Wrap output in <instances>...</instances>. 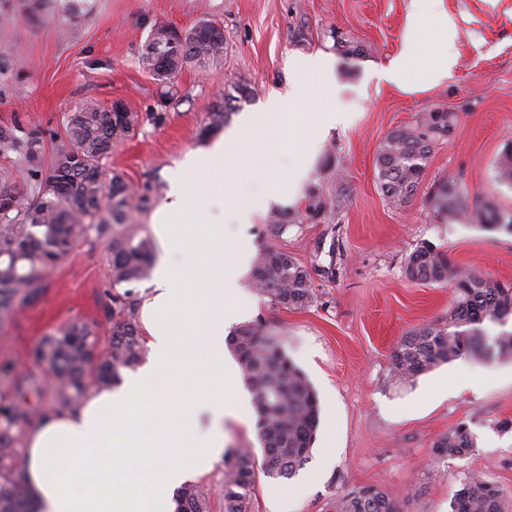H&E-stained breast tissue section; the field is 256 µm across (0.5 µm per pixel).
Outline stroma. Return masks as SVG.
Returning <instances> with one entry per match:
<instances>
[{
    "label": "stroma",
    "mask_w": 512,
    "mask_h": 512,
    "mask_svg": "<svg viewBox=\"0 0 512 512\" xmlns=\"http://www.w3.org/2000/svg\"><path fill=\"white\" fill-rule=\"evenodd\" d=\"M9 3L14 20L0 29V48L19 50L22 66L0 79V124L60 132L66 113L89 97L164 114V123L144 121L107 161L149 195L148 210L134 216L143 225L164 200L168 172L213 141L205 127L225 89L239 83L252 91L232 114L233 128L241 113L287 88L289 58L333 56L336 88L312 85L303 100L307 112L338 104L355 114L331 132L313 165L307 189L326 206L307 218L304 203L292 205L301 219L277 237L264 210L248 229L254 249H285L307 267L314 298L284 309L250 287L241 317L264 322L317 392L320 427L304 468L315 479L258 476L252 512H328L336 496L361 486L384 490L406 512H450L453 490L471 474L495 482L512 503V356H461L405 383L393 380L390 361L403 337L444 320L455 301L453 284L406 278L416 245L430 243L461 270L512 284V233L477 214L487 201L512 213V187L495 178L512 147V0H444L458 30V63L447 81L415 92L369 78L401 49L412 0H93L75 39L63 36V15L34 17L21 0ZM202 19L224 30L220 59L185 65L167 84L140 68L154 26L187 30ZM434 108L456 113L455 125L433 147L412 200L389 203L376 178L377 150L391 131ZM448 178L468 192L465 218L441 217L433 206ZM110 258L106 241L78 243L37 301L0 323V363L45 378L32 349L74 321L92 325L107 349ZM224 399L245 403L240 418L224 423L225 447L258 448L253 398L240 372ZM460 422L474 433L475 451L437 458L434 442Z\"/></svg>",
    "instance_id": "35a3bbf8"
}]
</instances>
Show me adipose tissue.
Listing matches in <instances>:
<instances>
[{
  "label": "adipose tissue",
  "mask_w": 512,
  "mask_h": 512,
  "mask_svg": "<svg viewBox=\"0 0 512 512\" xmlns=\"http://www.w3.org/2000/svg\"><path fill=\"white\" fill-rule=\"evenodd\" d=\"M405 46L373 70L377 81L416 91L436 86L457 60L455 25L443 0H413ZM437 32V55L419 83L406 82L414 49ZM288 89L273 93L262 115L244 113L210 148L191 152L187 174L170 176V188L151 219L159 249L139 310L147 358L116 387L91 389L75 408L51 413L25 435L23 480L32 512H175L177 488L210 471L224 452V417L230 372L224 361L226 329L240 317L238 297L250 247L227 240L228 224L253 223L258 208L293 203L310 179L321 143L349 113L330 107L300 112L308 81L336 83L325 54L291 63ZM285 133L298 154L283 164L277 145ZM249 174L266 179L261 207L239 201L235 188ZM224 206L221 221L197 223L209 204Z\"/></svg>",
  "instance_id": "1"
}]
</instances>
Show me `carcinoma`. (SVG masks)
Here are the masks:
<instances>
[{
	"label": "carcinoma",
	"mask_w": 512,
	"mask_h": 512,
	"mask_svg": "<svg viewBox=\"0 0 512 512\" xmlns=\"http://www.w3.org/2000/svg\"><path fill=\"white\" fill-rule=\"evenodd\" d=\"M166 27L156 26L141 48L139 66L154 80L168 83L187 63L204 65L224 55L222 28L202 20L175 43H159ZM17 51H0V76L20 65ZM209 115L206 131L221 129L235 103L250 97L237 84ZM456 115L443 109L421 113L415 125L391 131L379 146L375 168L383 195L394 203L410 200L436 141L448 136ZM142 113L127 107L111 112L93 99L83 100L65 119L64 133L47 134L38 127L0 125V322L16 308L36 301L46 272L60 265L84 240L107 239L112 246V286L150 277L155 241L139 224L129 223L146 197L137 194L118 172L107 173L112 147L133 136ZM496 180L512 186V149L499 158ZM435 207L451 217L466 216L467 195L456 182L442 183ZM295 217L276 213L267 228L278 235ZM406 276L415 281H449L456 298L448 319L422 326L404 337L390 354L392 373L407 382L460 355L484 359L512 355V334L493 338L486 322L503 325L512 316V286L477 271L462 272L448 255L424 243L406 258ZM253 284L261 296L285 309L312 300L310 274L288 251L266 247L255 260ZM136 299L127 290L112 294V341L96 356V331L74 322L42 340L32 351L35 363L54 377L49 392L35 379L14 380V393L0 395V512H31L20 480L24 459L18 451L24 428L33 417L46 416L44 398L68 409L93 387L117 384L122 371L137 366L145 354L133 316ZM252 393L258 416L262 460L251 448L224 453V512H251L256 471L269 478L292 479L309 462L320 422L318 397L308 378L288 359L260 321L237 326L227 338ZM36 394L38 404L29 405ZM440 458L464 456L475 448L469 427L459 423L434 445ZM210 491L195 482L175 494L176 512H208ZM450 512H512L499 487L482 475L463 480L449 501ZM331 512H402L383 490L365 486L331 503Z\"/></svg>",
	"instance_id": "carcinoma-1"
}]
</instances>
